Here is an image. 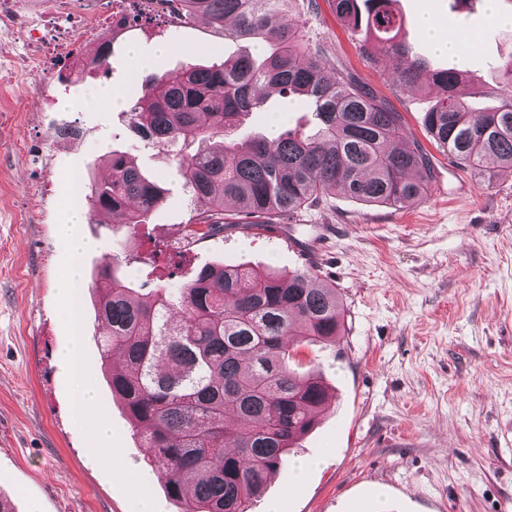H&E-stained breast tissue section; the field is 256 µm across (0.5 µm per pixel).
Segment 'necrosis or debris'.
<instances>
[{
    "label": "necrosis or debris",
    "instance_id": "4bbe7bcc",
    "mask_svg": "<svg viewBox=\"0 0 512 512\" xmlns=\"http://www.w3.org/2000/svg\"><path fill=\"white\" fill-rule=\"evenodd\" d=\"M76 0H51L50 10L36 16L24 7V0H0V35L18 39L23 51L0 64L9 77L29 72L51 71L59 57H66L72 68L87 62L81 50L84 41L106 28H120L135 13L164 12L168 21L179 22L176 10L166 0H77L79 13H72Z\"/></svg>",
    "mask_w": 512,
    "mask_h": 512
}]
</instances>
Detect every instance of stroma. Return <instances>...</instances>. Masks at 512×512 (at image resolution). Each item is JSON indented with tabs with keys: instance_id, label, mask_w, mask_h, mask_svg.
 <instances>
[{
	"instance_id": "stroma-1",
	"label": "stroma",
	"mask_w": 512,
	"mask_h": 512,
	"mask_svg": "<svg viewBox=\"0 0 512 512\" xmlns=\"http://www.w3.org/2000/svg\"><path fill=\"white\" fill-rule=\"evenodd\" d=\"M406 37L427 49L418 26L431 12L449 33L471 36L463 63L466 104L475 110L512 102V88L491 81L488 64L512 53V0L490 15L486 0H400ZM337 64L404 117L403 140L428 144L423 114L433 94L408 96L371 67L329 8L300 20ZM112 53L95 72L55 66L57 79L25 75L34 94L14 100L0 82V499L12 512H178L163 479L150 478L148 454L130 416L113 398L95 338L103 332L86 285H79V329L66 315L62 282L71 262L56 235L72 203V175L101 181L106 155L129 152L140 171L166 190V204L137 230L107 223L77 225L95 241L83 275L105 257H130L133 285L145 280L142 257L158 249L160 276L176 289L215 265L286 273L309 268V243L323 235L321 281L336 288L344 314L333 344L302 345L292 368H316L333 396L314 427L254 498L249 512H512V171L487 177L434 151L427 196L401 208L372 205L336 192L286 219L285 235L249 232L225 208L224 231L197 240L187 234L195 206L182 188L173 153L143 147L128 128L127 105L153 73L223 60L240 51L205 19L168 25L152 14L130 30H104L84 43ZM142 58L134 60L129 44ZM126 102L109 108L112 94ZM79 126L73 142L54 128ZM318 128L315 115L276 96L232 137ZM80 336L83 360L102 409L82 416L59 353ZM111 431L116 459L102 457L91 433ZM311 462L305 476L296 465Z\"/></svg>"
}]
</instances>
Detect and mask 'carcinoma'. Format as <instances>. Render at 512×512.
Wrapping results in <instances>:
<instances>
[{"label": "carcinoma", "mask_w": 512, "mask_h": 512, "mask_svg": "<svg viewBox=\"0 0 512 512\" xmlns=\"http://www.w3.org/2000/svg\"><path fill=\"white\" fill-rule=\"evenodd\" d=\"M183 18H204L224 37L271 46L261 56L229 55L175 76L153 75L130 112L145 146L174 154L182 187L197 211L187 232L203 239L224 230V204L246 226L267 228L336 190L386 207L422 199L434 179L432 155L402 143L403 120L349 74L335 72L323 49L284 22L316 0H174ZM374 64H389L404 93L438 92L423 124L438 149L479 173L512 171V105L474 111L463 100L464 71L425 66L402 36L397 0H327ZM512 87V57L489 67ZM273 93L297 98L319 129H290L274 140H226ZM110 178L88 193L91 216L136 227L150 222L165 191L126 151H112ZM115 254L92 277L105 324L96 346L112 396L140 427L143 447L166 476L180 512H247L251 498L286 462L292 443L314 426L328 388L312 371L288 365V340L336 342L343 314L336 288L316 285V269L261 275L242 266L202 269L183 287L157 283L146 294L129 284ZM233 443V450L226 448Z\"/></svg>", "instance_id": "cac0c4a2"}]
</instances>
